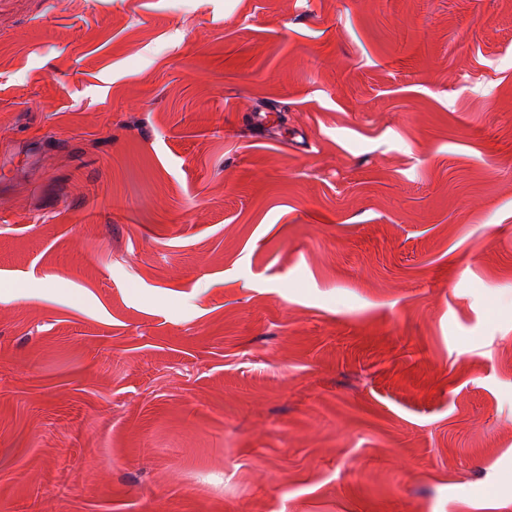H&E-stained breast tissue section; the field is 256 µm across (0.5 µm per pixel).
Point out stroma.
<instances>
[{
    "label": "stroma",
    "instance_id": "1",
    "mask_svg": "<svg viewBox=\"0 0 512 512\" xmlns=\"http://www.w3.org/2000/svg\"><path fill=\"white\" fill-rule=\"evenodd\" d=\"M0 512H512V0H0Z\"/></svg>",
    "mask_w": 512,
    "mask_h": 512
}]
</instances>
